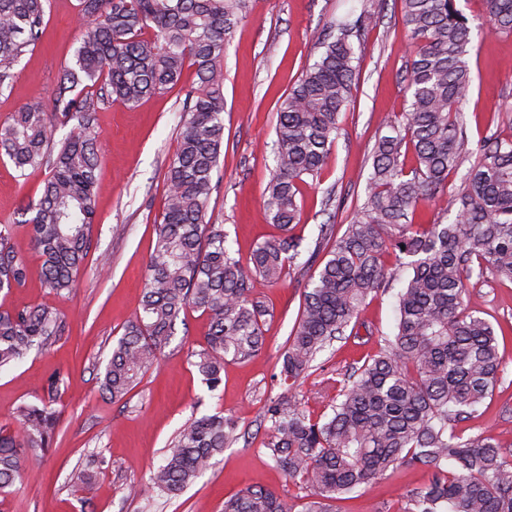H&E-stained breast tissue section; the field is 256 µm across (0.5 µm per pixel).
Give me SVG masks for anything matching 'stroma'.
I'll list each match as a JSON object with an SVG mask.
<instances>
[{
    "label": "stroma",
    "mask_w": 512,
    "mask_h": 512,
    "mask_svg": "<svg viewBox=\"0 0 512 512\" xmlns=\"http://www.w3.org/2000/svg\"><path fill=\"white\" fill-rule=\"evenodd\" d=\"M457 6L472 27L473 82L462 107L467 137L472 142L493 132L511 137L512 33L487 34L483 0H457ZM364 9L374 14L376 24L352 40L358 76L340 117L331 161L319 180L307 176L298 183L301 222L291 234L301 242L300 255L278 284H255L252 298L269 310L264 347L250 361L227 363L218 391L207 390L191 363L190 354L200 350L209 325L207 316L192 308L178 319L158 365L124 399L106 400L99 390L112 347L140 307L154 226L165 202V173L178 147L192 74H185L182 85L135 106L110 99L100 104L95 114L102 137L96 217L88 257L69 295L43 287L41 260L19 225L25 205L39 197L48 169L22 178L11 162L0 159V224L16 225L11 245L29 268L23 286L0 293V307H53L67 322L51 347L32 350L0 372V428L9 431L18 427L20 406L38 403L52 373L65 376L55 402L54 442L0 501V512H223L225 500L250 487L274 491L292 512H301L305 492L263 448L260 416L270 400L311 398L322 389L324 375L360 360L377 339L395 332L392 292L402 286L398 279L391 283V294L367 300L360 311L358 320L370 327L371 341L333 342L294 388L275 379L303 291L317 268L310 255L320 240L319 227L330 221L337 231L345 230L365 199L373 146L385 134L386 121L406 106L410 45L395 0H254L224 51V145L208 214L223 225L236 258L245 264L257 244L281 235L263 207L275 168L278 100L318 58L319 34ZM77 12L78 0H50L45 38L22 57L12 87L0 92V123L33 97L52 108L60 71L80 35ZM469 294L483 318L502 331L512 330V282L491 278L476 283ZM215 412L237 421L238 441L183 492H159L150 473L163 464L168 442L192 416ZM469 426L512 441L511 339L505 342L502 380L489 408ZM81 470L94 478L92 494L75 480ZM427 479L425 470L402 467L363 484L336 507L338 512H395L399 495Z\"/></svg>",
    "instance_id": "stroma-1"
}]
</instances>
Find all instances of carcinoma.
Wrapping results in <instances>:
<instances>
[{
	"mask_svg": "<svg viewBox=\"0 0 512 512\" xmlns=\"http://www.w3.org/2000/svg\"><path fill=\"white\" fill-rule=\"evenodd\" d=\"M48 2L0 0V92L45 37ZM395 2L412 48L406 112L375 143L366 199L343 233L320 225L321 239L332 245L304 290L280 377L298 380L327 345L359 336L354 319L369 296L386 292L389 255L410 270L396 294V331L361 365L326 380L331 396L323 412L295 400L269 402L263 448L310 491L304 512H335L333 502L402 466L422 468L429 478L399 497L398 512H512V442L454 430L485 413L503 371L499 336L491 322L463 308V294L475 272L512 281V137L492 134L467 149L462 103L472 84L471 27L456 0ZM484 2L488 31L512 33V0ZM251 8L252 0H79L82 33L59 76L53 111L32 99L0 124V156L20 175L50 169L22 224L42 259V285L69 292L95 221L99 102L111 97L134 106L194 71L141 311L124 327L100 378L102 394L114 402L155 364L189 307L210 319L206 346L191 356L207 389L216 390L226 362L247 361L264 344L267 310L250 298L254 282L278 283L300 255V243L288 235L301 217L297 181L321 176L331 160L356 80L349 37L372 27L374 16L364 9L325 30L319 57L279 100L264 207L285 235L258 244L244 266L231 256L224 225L206 218L224 144V47ZM71 121L70 135L55 145L56 125ZM466 155L473 161L452 192L448 178ZM446 192L452 222L415 221L421 204ZM17 228L0 224V292L28 279L26 262L10 245ZM63 318L44 306L0 310V371L50 345L64 331ZM62 384L63 375H51L41 404L20 410L18 431H0V495L51 446L58 424L52 402ZM236 431L220 412L190 419L169 443L153 486L178 494L236 441ZM224 512L292 508L273 491L248 488L225 501Z\"/></svg>",
	"mask_w": 512,
	"mask_h": 512,
	"instance_id": "carcinoma-1",
	"label": "carcinoma"
}]
</instances>
